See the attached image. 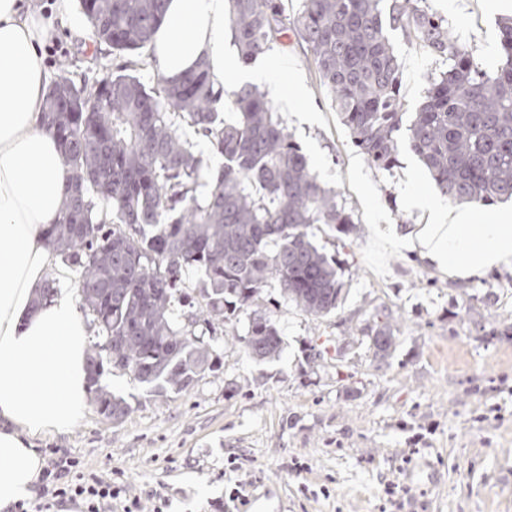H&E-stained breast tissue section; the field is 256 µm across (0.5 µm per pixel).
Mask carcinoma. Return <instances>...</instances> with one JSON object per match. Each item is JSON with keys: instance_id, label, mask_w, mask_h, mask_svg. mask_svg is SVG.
Segmentation results:
<instances>
[{"instance_id": "obj_1", "label": "carcinoma", "mask_w": 512, "mask_h": 512, "mask_svg": "<svg viewBox=\"0 0 512 512\" xmlns=\"http://www.w3.org/2000/svg\"><path fill=\"white\" fill-rule=\"evenodd\" d=\"M166 0H80L97 41L120 58L115 71L78 86L67 64L48 87L44 125L58 141L71 185L46 244L76 272L80 309L95 341L88 351L91 400L118 422L130 404L104 382L120 366L147 392L187 391L219 366L204 335L247 315L238 340L257 361L274 359L277 323L252 306L271 281L315 318L336 310V260L309 234L314 224L352 231L339 199L309 167L272 103L244 84L221 105L208 67L149 87L138 51L158 30ZM243 63L290 28L306 44L351 142L373 168L397 162L399 133L440 194L475 208L512 200V18L499 23L492 66L455 39L428 0H229ZM399 31L441 58L418 109L405 116L402 65L389 37ZM188 125L208 156L183 137ZM222 159L214 168L211 156ZM189 311L176 312V306ZM391 356L384 323L370 337Z\"/></svg>"}]
</instances>
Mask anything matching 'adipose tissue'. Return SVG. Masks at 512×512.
<instances>
[{
    "label": "adipose tissue",
    "instance_id": "obj_1",
    "mask_svg": "<svg viewBox=\"0 0 512 512\" xmlns=\"http://www.w3.org/2000/svg\"><path fill=\"white\" fill-rule=\"evenodd\" d=\"M227 0H168L147 47L154 79L177 80L207 61L224 96L229 73L273 89L282 105L300 107L275 59L245 69L225 39ZM46 28L34 0H0V512L35 498L45 460L32 441L63 434L82 416L91 388L86 350L92 334L74 293L62 290L41 305L33 299L49 275L68 271L46 245L70 171L58 143L42 124L47 78L39 47ZM427 223L399 231L421 259L468 279L493 267L512 268V208L476 224L469 210L429 207Z\"/></svg>",
    "mask_w": 512,
    "mask_h": 512
}]
</instances>
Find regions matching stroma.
Returning <instances> with one entry per match:
<instances>
[{
  "mask_svg": "<svg viewBox=\"0 0 512 512\" xmlns=\"http://www.w3.org/2000/svg\"><path fill=\"white\" fill-rule=\"evenodd\" d=\"M75 83L111 73L106 45L76 38L79 0H38ZM454 36L484 63L496 59L497 17L479 0H429ZM402 61L404 109L416 111L441 59L393 33ZM311 116L281 118L310 168L335 187L355 221L347 235L312 225L343 284L335 312L315 319L264 288L257 310L281 329L279 357L258 362L237 341L245 322L217 327L209 342L219 370L181 394L154 396L130 372L105 377L131 411L120 422L87 407L69 432L34 440L111 475L141 512H512V271L448 276L400 243L368 235L371 224L422 221L410 200L440 201L428 171L400 143L389 171L352 145L311 55L293 32L270 49ZM97 65H90V58ZM397 338L382 360L377 324ZM322 355L309 359V349ZM239 491L231 499V491Z\"/></svg>",
  "mask_w": 512,
  "mask_h": 512,
  "instance_id": "stroma-1",
  "label": "stroma"
}]
</instances>
